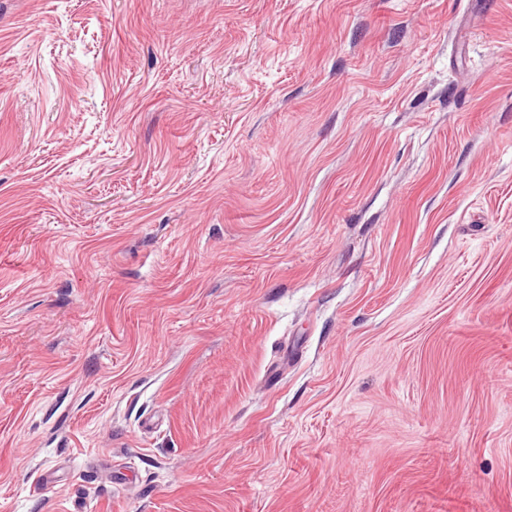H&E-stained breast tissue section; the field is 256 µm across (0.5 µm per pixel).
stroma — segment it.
<instances>
[{
    "mask_svg": "<svg viewBox=\"0 0 512 512\" xmlns=\"http://www.w3.org/2000/svg\"><path fill=\"white\" fill-rule=\"evenodd\" d=\"M0 512H512V0H0Z\"/></svg>",
    "mask_w": 512,
    "mask_h": 512,
    "instance_id": "35a3bbf8",
    "label": "stroma"
}]
</instances>
